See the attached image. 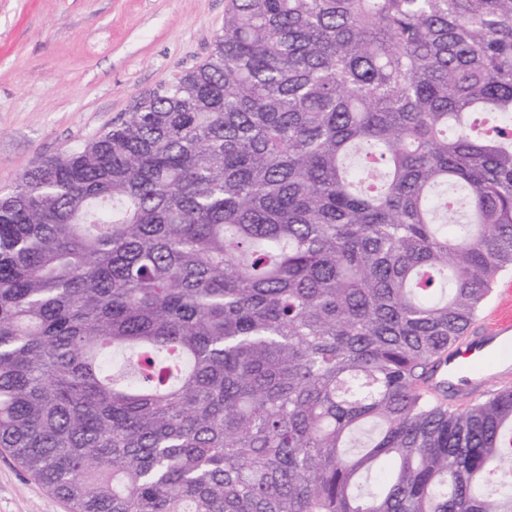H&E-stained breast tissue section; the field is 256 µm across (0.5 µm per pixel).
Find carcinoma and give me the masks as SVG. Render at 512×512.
<instances>
[{
    "label": "carcinoma",
    "mask_w": 512,
    "mask_h": 512,
    "mask_svg": "<svg viewBox=\"0 0 512 512\" xmlns=\"http://www.w3.org/2000/svg\"><path fill=\"white\" fill-rule=\"evenodd\" d=\"M512 0H225L0 194V450L70 512H512ZM510 290L512 298V272H504L495 284L491 295L485 302L479 315L482 319L487 309L493 307L500 296ZM502 305L491 308L483 319L468 331L466 336L448 350V363L441 367L430 378L428 388L440 393L445 386L451 385L457 392L456 404H462L470 398L478 397L486 390L485 375L477 371L489 353L496 352L500 356V364L509 363L512 366V316L502 310Z\"/></svg>",
    "instance_id": "cac0c4a2"
}]
</instances>
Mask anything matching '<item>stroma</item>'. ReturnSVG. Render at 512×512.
Wrapping results in <instances>:
<instances>
[{"label": "stroma", "mask_w": 512, "mask_h": 512, "mask_svg": "<svg viewBox=\"0 0 512 512\" xmlns=\"http://www.w3.org/2000/svg\"><path fill=\"white\" fill-rule=\"evenodd\" d=\"M224 0H0V190L202 64ZM0 512H69L0 452Z\"/></svg>", "instance_id": "1"}]
</instances>
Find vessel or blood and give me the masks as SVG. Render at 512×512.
Segmentation results:
<instances>
[{
	"label": "vessel or blood",
	"instance_id": "b4317fda",
	"mask_svg": "<svg viewBox=\"0 0 512 512\" xmlns=\"http://www.w3.org/2000/svg\"><path fill=\"white\" fill-rule=\"evenodd\" d=\"M492 352L499 354L501 362L512 364V313L498 305L449 349L448 362L430 378L429 389L439 393L449 385L463 400L482 395L486 378L477 367Z\"/></svg>",
	"mask_w": 512,
	"mask_h": 512
}]
</instances>
